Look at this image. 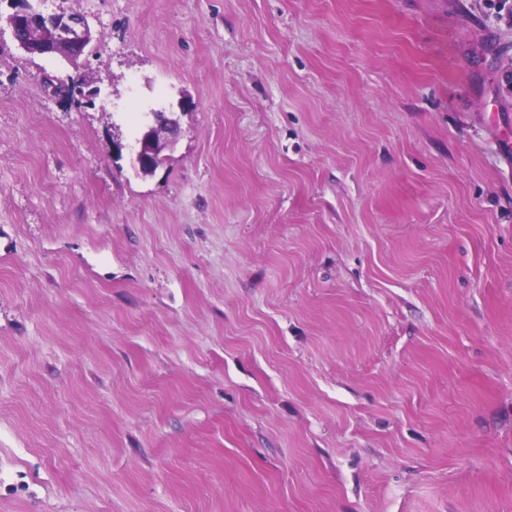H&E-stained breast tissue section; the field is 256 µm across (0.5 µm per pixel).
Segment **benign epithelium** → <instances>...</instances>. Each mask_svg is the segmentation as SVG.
I'll list each match as a JSON object with an SVG mask.
<instances>
[{
	"label": "benign epithelium",
	"mask_w": 512,
	"mask_h": 512,
	"mask_svg": "<svg viewBox=\"0 0 512 512\" xmlns=\"http://www.w3.org/2000/svg\"><path fill=\"white\" fill-rule=\"evenodd\" d=\"M18 47L31 56L54 55L74 64L95 40L86 16L81 13H46L30 0H16L15 11L8 17ZM152 121L138 140L135 164L144 173L150 172L156 160L172 140L162 134H174L177 122L164 120L161 112L151 113Z\"/></svg>",
	"instance_id": "benign-epithelium-1"
}]
</instances>
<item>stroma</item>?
Listing matches in <instances>:
<instances>
[{"mask_svg":"<svg viewBox=\"0 0 512 512\" xmlns=\"http://www.w3.org/2000/svg\"><path fill=\"white\" fill-rule=\"evenodd\" d=\"M46 6L97 40L0 0V512H512V0ZM15 11L8 17L18 47L31 56H60L69 63H76L86 48L96 39L86 16L81 13H46L30 0H14ZM33 29L50 32L47 39H37L26 34ZM163 111L151 112L152 121L145 125V132L138 140V150L135 153V164L141 172H151L156 165V160L161 156L162 151L168 147L173 140L162 138V133L173 135L177 129V122L174 119L161 118Z\"/></svg>","mask_w":512,"mask_h":512,"instance_id":"stroma-1","label":"stroma"}]
</instances>
